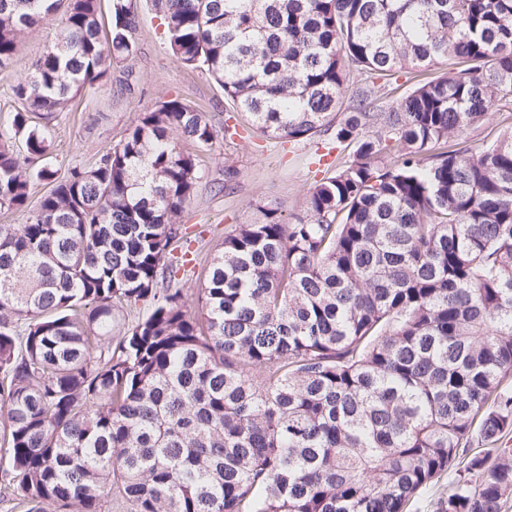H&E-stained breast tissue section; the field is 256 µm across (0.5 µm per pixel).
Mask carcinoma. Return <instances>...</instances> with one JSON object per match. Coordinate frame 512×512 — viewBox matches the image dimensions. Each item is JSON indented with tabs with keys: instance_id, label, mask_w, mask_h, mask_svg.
Returning a JSON list of instances; mask_svg holds the SVG:
<instances>
[{
	"instance_id": "obj_1",
	"label": "carcinoma",
	"mask_w": 512,
	"mask_h": 512,
	"mask_svg": "<svg viewBox=\"0 0 512 512\" xmlns=\"http://www.w3.org/2000/svg\"><path fill=\"white\" fill-rule=\"evenodd\" d=\"M179 60L264 135L349 150L310 219L224 236L192 313L175 278L200 148L177 98L90 167L43 166L48 126L137 52V0H65L0 133V503L6 512H504L512 450V0H153ZM58 0H0V67ZM382 109L401 75L436 64ZM148 313L112 333L140 302ZM502 111L492 112L488 120L482 125L466 130L459 139L456 141L459 143L458 147L469 148L473 152L478 151L487 143L492 142L503 129V124L499 123L500 113ZM53 183L48 181L35 180L32 186V196L29 200L27 208L22 210L15 209H0V224H26L33 216L37 202L41 195L49 191Z\"/></svg>"
}]
</instances>
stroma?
<instances>
[{"mask_svg": "<svg viewBox=\"0 0 512 512\" xmlns=\"http://www.w3.org/2000/svg\"><path fill=\"white\" fill-rule=\"evenodd\" d=\"M139 17L136 56L113 64L102 87L78 96L71 111L54 115L51 146L43 163L61 176L73 166L92 164L123 139L142 112L172 97L209 112L219 130L213 145L198 150L189 141L181 143L185 151L197 153L201 168L197 195L180 217L192 238L194 261L177 273L194 310L206 268L220 252L225 234L256 221L257 207L264 203L277 205L286 221L306 217L310 189L330 171L316 161L319 138L285 142L253 127L225 132L229 106L222 89L205 71L180 62L149 0H140ZM60 20L54 14L26 29L11 64L0 70V130L11 127L13 86L26 79L32 62L54 42ZM228 167L236 171L229 183L224 180Z\"/></svg>", "mask_w": 512, "mask_h": 512, "instance_id": "35a3bbf8", "label": "stroma"}]
</instances>
